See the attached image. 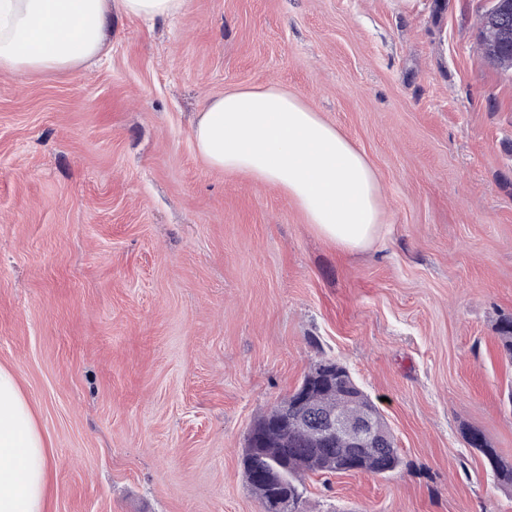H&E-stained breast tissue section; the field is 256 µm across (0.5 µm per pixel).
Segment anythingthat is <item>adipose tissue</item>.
<instances>
[{
    "label": "adipose tissue",
    "instance_id": "obj_1",
    "mask_svg": "<svg viewBox=\"0 0 512 512\" xmlns=\"http://www.w3.org/2000/svg\"><path fill=\"white\" fill-rule=\"evenodd\" d=\"M186 0H0V71L65 70L105 57L112 11L149 20ZM212 169L278 187L318 235L344 251L379 238L386 208L363 151L299 95L277 86L235 88L208 101L192 129ZM54 452L36 408L0 364V512H50Z\"/></svg>",
    "mask_w": 512,
    "mask_h": 512
}]
</instances>
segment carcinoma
<instances>
[{"instance_id":"obj_1","label":"carcinoma","mask_w":512,"mask_h":512,"mask_svg":"<svg viewBox=\"0 0 512 512\" xmlns=\"http://www.w3.org/2000/svg\"><path fill=\"white\" fill-rule=\"evenodd\" d=\"M500 24L508 28L506 39L497 34L481 31L482 43L489 63L501 70L512 68V6L501 16ZM500 340L505 357L512 360V318L500 324ZM320 365H315L304 375L303 381H311L303 410L306 426L282 430L274 426L282 411V405L274 407L263 416L257 426L263 427L254 440V453L243 449L242 464L247 483L256 496L261 509L265 510L276 497H288L296 501L295 512H303L307 488L305 480L311 475H332L350 461L360 462L359 468L377 476H387L402 464L395 438L386 422L378 424V437L362 448H355L344 438H338L332 447L317 446L311 432L318 430L323 421L331 415L351 413L355 416L364 410H377L367 394L341 386L331 387L316 382ZM468 445L478 450L492 466L496 486L512 489V466L499 465L495 449L489 447L484 435L478 430L467 434ZM288 456V473L278 487H270L260 481L257 472L282 456Z\"/></svg>"}]
</instances>
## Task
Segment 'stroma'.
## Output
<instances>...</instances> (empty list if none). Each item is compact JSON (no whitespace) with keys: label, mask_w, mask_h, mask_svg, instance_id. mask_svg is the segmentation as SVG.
Here are the masks:
<instances>
[{"label":"stroma","mask_w":512,"mask_h":512,"mask_svg":"<svg viewBox=\"0 0 512 512\" xmlns=\"http://www.w3.org/2000/svg\"><path fill=\"white\" fill-rule=\"evenodd\" d=\"M489 0H187L112 14L92 68L0 75V364L54 446L51 512H260L253 424L317 361L390 426L391 475L307 481L310 512H512V71ZM299 94L362 149L382 239L320 237L280 189L209 169L229 89ZM119 10L127 16L149 20H167L180 14L186 0H117ZM500 24L508 27L509 36L506 39L499 37L496 33L490 34L485 30L481 31L482 43L486 58L493 67L501 70L512 68V6L508 12L501 16ZM467 442L471 448L478 450L492 466L496 486L503 489H512V466H499L498 456L494 448H490L484 435L479 430L469 431Z\"/></svg>","instance_id":"35a3bbf8"}]
</instances>
